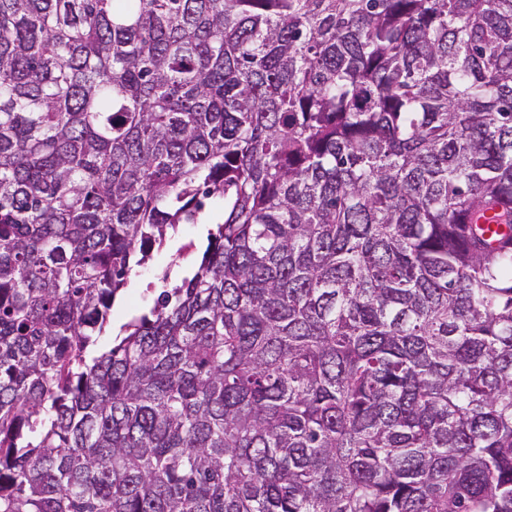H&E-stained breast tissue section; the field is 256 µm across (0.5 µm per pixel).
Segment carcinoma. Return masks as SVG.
Masks as SVG:
<instances>
[{
	"label": "carcinoma",
	"mask_w": 512,
	"mask_h": 512,
	"mask_svg": "<svg viewBox=\"0 0 512 512\" xmlns=\"http://www.w3.org/2000/svg\"><path fill=\"white\" fill-rule=\"evenodd\" d=\"M0 512H512V0H0ZM223 220V204L219 199L210 200L198 214L195 224H180L174 236L165 248L154 251L151 259L136 273L130 276L128 288L117 299L112 310V325L114 332L133 314L153 306L163 283L158 279L162 271L170 264L172 255L183 244L192 241L199 250L206 245L207 230L215 228V224ZM153 282L156 290L146 292L148 283Z\"/></svg>",
	"instance_id": "cac0c4a2"
}]
</instances>
